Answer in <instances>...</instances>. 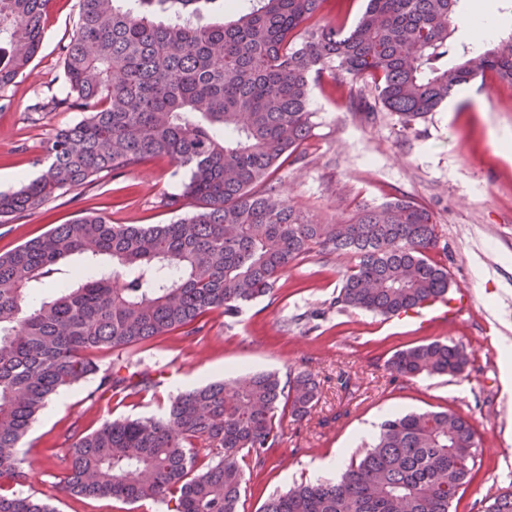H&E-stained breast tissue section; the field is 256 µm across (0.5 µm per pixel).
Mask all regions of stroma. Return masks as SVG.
Returning a JSON list of instances; mask_svg holds the SVG:
<instances>
[{"label":"stroma","mask_w":512,"mask_h":512,"mask_svg":"<svg viewBox=\"0 0 512 512\" xmlns=\"http://www.w3.org/2000/svg\"><path fill=\"white\" fill-rule=\"evenodd\" d=\"M80 16V0H54L41 49L26 75L0 89V191L18 189L41 172L36 160L56 131L82 112L54 107L65 80V45ZM491 72L457 91L447 104L412 127L385 109L349 110L333 75L312 89L313 136L301 160L270 176L290 205L326 223L405 196L426 207L439 243L432 261L447 267L450 288L468 289L469 311L452 328L425 334L392 317L336 304L347 257L316 251L299 261L274 290L238 314L211 311L202 331L174 332L142 346L137 358L156 372L157 384L123 398L104 392L92 375L52 396L22 446L36 467L21 493L55 512H165L150 501L64 495L52 485L62 474L73 437L110 420L161 416L171 396L204 383L252 371L277 372L282 384L312 374L320 384L311 414L279 411L278 447L264 466L245 465L243 512H258L269 495L320 481L317 465L338 449L357 458V428L380 424L394 412H457L473 425L478 472L451 512H486L512 486V397L503 392L499 349L512 346V105L500 103ZM42 111H34L35 103ZM185 169L153 158L52 199L37 213L0 220V253L93 209L115 224H166L173 210L164 196L179 192ZM447 341L465 347L470 361L458 376L405 378L388 366L399 350ZM356 392L346 400L341 378Z\"/></svg>","instance_id":"35a3bbf8"}]
</instances>
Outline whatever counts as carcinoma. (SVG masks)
<instances>
[{
    "label": "carcinoma",
    "instance_id": "cac0c4a2",
    "mask_svg": "<svg viewBox=\"0 0 512 512\" xmlns=\"http://www.w3.org/2000/svg\"><path fill=\"white\" fill-rule=\"evenodd\" d=\"M50 0H0V88L28 70ZM200 0H80L62 47L67 92L60 107L87 116L44 146L41 174L0 192V218L119 171L165 157L188 172L165 206L194 211L167 224H113L88 211L0 254V512H54L24 496L31 459L22 449L50 398L89 375L131 396L156 383L148 368L113 364L122 351L175 330L190 336L222 308L268 295L316 249L353 259L336 305L384 316L448 292V270L429 259L432 214L401 197L316 224L277 190H255L286 157L298 159L315 126L310 93L335 69L374 83L406 127L478 75L512 82V34L481 52L455 38L461 0H365L351 27L317 25L325 0H249L230 22H204ZM350 108L371 112L349 86ZM78 257L93 269L77 275ZM59 288L34 300L37 290ZM466 349L432 341L397 352L398 375L457 376ZM309 374L287 387L256 372L177 394L159 418L107 421L76 438L58 491L167 512H240L243 463H265L280 441V405L311 413ZM478 440L450 411L394 414L335 482L300 485L261 512H450L474 478Z\"/></svg>",
    "mask_w": 512,
    "mask_h": 512
}]
</instances>
